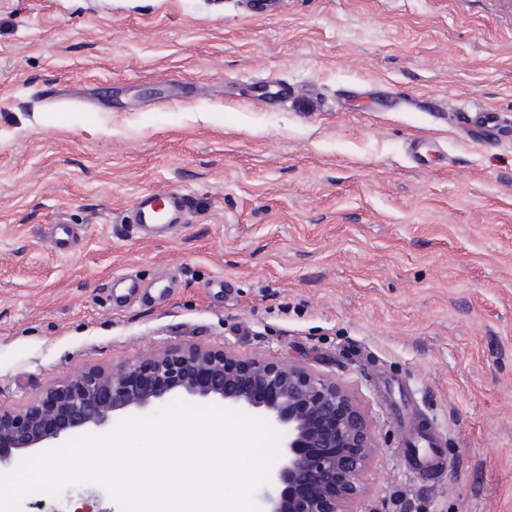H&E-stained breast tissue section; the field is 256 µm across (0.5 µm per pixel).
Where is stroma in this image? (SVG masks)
I'll use <instances>...</instances> for the list:
<instances>
[{
  "instance_id": "1",
  "label": "stroma",
  "mask_w": 512,
  "mask_h": 512,
  "mask_svg": "<svg viewBox=\"0 0 512 512\" xmlns=\"http://www.w3.org/2000/svg\"><path fill=\"white\" fill-rule=\"evenodd\" d=\"M463 106L510 136L457 127ZM418 137L446 160L412 164ZM169 190L184 225L127 227ZM164 272L169 299L113 300ZM190 344L357 402L356 512H512V0H0V408ZM403 387L436 481L400 454ZM87 498L121 512L95 484L20 512ZM415 440V447L406 448L411 466L419 474L438 471L444 462L440 438L431 427L424 429V436Z\"/></svg>"
}]
</instances>
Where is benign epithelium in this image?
<instances>
[{
  "label": "benign epithelium",
  "instance_id": "obj_1",
  "mask_svg": "<svg viewBox=\"0 0 512 512\" xmlns=\"http://www.w3.org/2000/svg\"><path fill=\"white\" fill-rule=\"evenodd\" d=\"M180 397L252 411L282 434L264 512H354L375 443L358 404L299 365L244 362L193 345L89 371L52 388L26 410L0 411V466L33 448L146 413Z\"/></svg>",
  "mask_w": 512,
  "mask_h": 512
}]
</instances>
